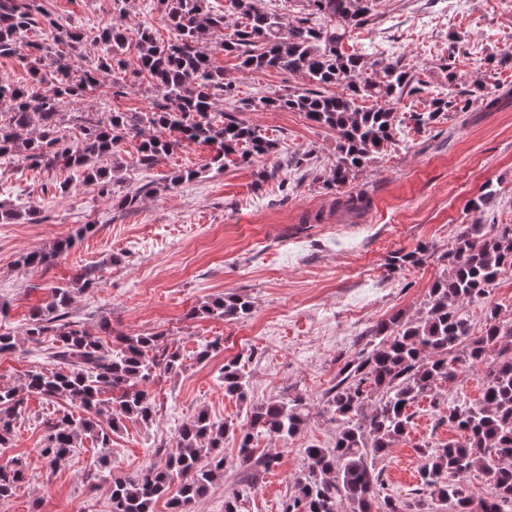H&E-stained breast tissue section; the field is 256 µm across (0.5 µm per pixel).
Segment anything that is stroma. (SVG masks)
<instances>
[{
    "label": "stroma",
    "mask_w": 512,
    "mask_h": 512,
    "mask_svg": "<svg viewBox=\"0 0 512 512\" xmlns=\"http://www.w3.org/2000/svg\"><path fill=\"white\" fill-rule=\"evenodd\" d=\"M41 3L49 20L28 34L38 42H50L53 20L90 32L119 24L132 33L148 23L159 39L170 36L157 0H127L122 8L113 0ZM452 45L459 89L487 76L498 86L497 107L477 105L463 117L445 114L426 129L403 128L399 144L346 185V192L368 199L354 212L338 209L336 190L325 184L336 163L335 133L287 110L243 112V120L277 143L274 153L249 165L230 162L217 169L211 163L214 145L184 143L149 169L137 162L136 142L125 141L119 151L123 167L105 193L81 171L0 158V203L22 211L34 203L41 210L36 222L22 215L0 223V334L20 339L13 354L0 356V387L20 385L27 371L50 367L44 346L23 341L22 334L53 287L69 286L71 320L93 332L107 322L116 336L162 331L184 357L182 370L149 385L152 421L127 418L113 434V473L136 475L160 462L179 425L200 410L238 427L246 422L249 403L300 394L311 405L307 424L285 442L256 439L258 454H278L280 462L260 473L244 503V512H282L304 465V448L334 443L337 425L324 409V394L362 348L363 332L393 315L417 314L448 267L446 254L459 225L477 217L473 199L496 190L491 214L497 223L512 224V69L491 64L495 55L512 50V0H372L369 22L352 32L346 49L382 66L399 59L412 69L426 91L394 101L403 114L429 109L433 96L446 92L441 63ZM124 58L123 95L103 87L81 108L104 116L152 107L156 94L136 74L135 50L126 49ZM216 61L241 99L308 85L300 73L241 70L238 60L221 52ZM80 107L68 100L60 110L69 115ZM292 159L310 170L293 189L262 179L263 171ZM185 170L196 171V178L172 183ZM146 184L151 191L134 210L117 209L116 197ZM84 224L89 232L51 266L22 265L26 252L50 247ZM424 244L432 255L423 263L388 268L390 253ZM87 273L93 282L86 287L80 278ZM223 294L248 298L250 315L190 317L192 308ZM494 307L512 320V267L465 311L479 324ZM215 338L221 348L198 360L200 342ZM233 357L249 377L244 402L225 395L220 379L225 359ZM70 406L63 398L25 400L12 446L0 455L20 459L27 482L0 502V512H110L107 486L94 465L99 451L90 439L53 469L40 455L47 420ZM410 411L409 435L377 463L385 493L402 499L418 486V445L441 447L461 439L428 400H418ZM221 453L223 480L190 512H224L225 498L250 473L236 439L226 437Z\"/></svg>",
    "instance_id": "1"
}]
</instances>
